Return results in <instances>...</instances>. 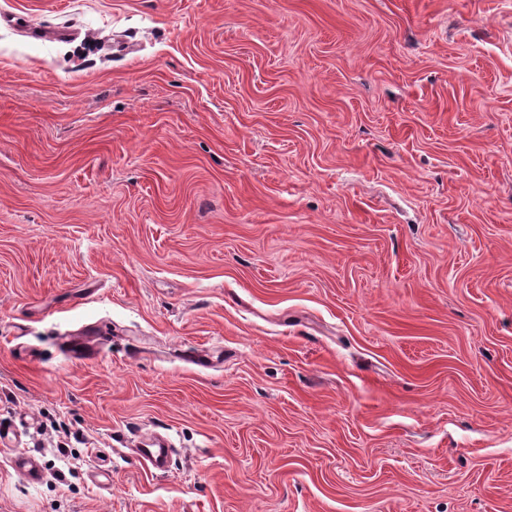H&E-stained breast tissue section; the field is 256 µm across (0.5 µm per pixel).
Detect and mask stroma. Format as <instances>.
<instances>
[{
  "instance_id": "35a3bbf8",
  "label": "stroma",
  "mask_w": 512,
  "mask_h": 512,
  "mask_svg": "<svg viewBox=\"0 0 512 512\" xmlns=\"http://www.w3.org/2000/svg\"><path fill=\"white\" fill-rule=\"evenodd\" d=\"M1 427L0 512H512V0H0ZM141 447L142 448H139L138 454L148 468L150 467L147 462L157 470L167 471L168 445L166 443L153 437L144 442Z\"/></svg>"
}]
</instances>
